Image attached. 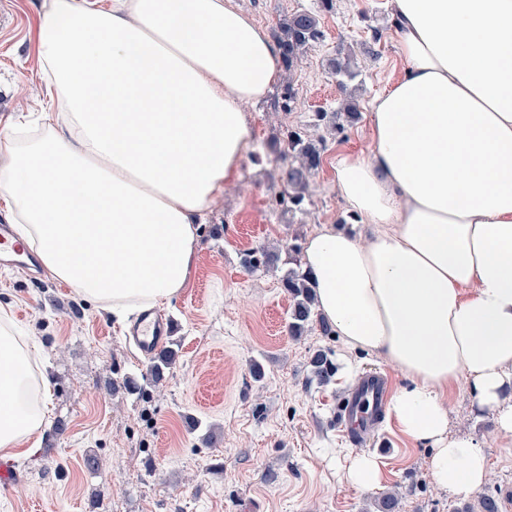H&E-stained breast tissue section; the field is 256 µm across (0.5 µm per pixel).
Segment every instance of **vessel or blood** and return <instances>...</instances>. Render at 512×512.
Masks as SVG:
<instances>
[{"label":"vessel or blood","mask_w":512,"mask_h":512,"mask_svg":"<svg viewBox=\"0 0 512 512\" xmlns=\"http://www.w3.org/2000/svg\"><path fill=\"white\" fill-rule=\"evenodd\" d=\"M26 249L17 239L14 228L0 224V261L10 263L25 255ZM173 324L159 311L145 310L129 331L145 360H155L166 348ZM388 383L380 377L364 380L336 409V420L344 435L356 446L365 441L369 428L380 417Z\"/></svg>","instance_id":"1"}]
</instances>
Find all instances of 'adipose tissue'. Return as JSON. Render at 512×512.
I'll list each match as a JSON object with an SVG mask.
<instances>
[{
    "instance_id": "ef3b65f1",
    "label": "adipose tissue",
    "mask_w": 512,
    "mask_h": 512,
    "mask_svg": "<svg viewBox=\"0 0 512 512\" xmlns=\"http://www.w3.org/2000/svg\"><path fill=\"white\" fill-rule=\"evenodd\" d=\"M402 77L336 189L375 227H324L304 255L318 312L349 349L409 377L388 403L433 449L454 498L487 483L479 440L449 433L468 386L512 438V0H390ZM37 46L63 125L11 150L0 205L48 274L122 315L184 288L198 219L240 177L243 111L281 70L229 0H44ZM39 352L0 322V450L37 443Z\"/></svg>"
}]
</instances>
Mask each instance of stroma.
Listing matches in <instances>:
<instances>
[{"label": "stroma", "mask_w": 512, "mask_h": 512, "mask_svg": "<svg viewBox=\"0 0 512 512\" xmlns=\"http://www.w3.org/2000/svg\"><path fill=\"white\" fill-rule=\"evenodd\" d=\"M232 2L271 34L285 14L319 11L323 37L290 76L291 110L282 108L278 83L246 109L254 144L241 178L204 212L185 287L157 305L174 324L178 353L164 380L152 383L128 325L102 304L48 274L0 270V311L37 343L36 374L50 387L42 438L13 454L17 478L0 493V512H365L389 492L401 494V512H455L462 504L433 482L430 446L393 419L360 447L338 428L336 404L355 385L347 364L387 378L394 391L409 379L379 357L347 351L320 324L290 336L288 264L254 273L242 265L259 245H302L326 225L371 237L372 225L336 190V164L368 149L371 105L403 71L387 0H334L329 11L320 0ZM42 3L7 0L0 20V166L9 159L6 134L40 118ZM349 44L361 50V74L350 84L359 118L326 132L305 209L288 211L278 201L287 130L336 109L342 93L329 61ZM319 351L337 367L325 385L310 378ZM450 407L451 433L483 444L491 467L484 492L512 512V440L497 434L466 387L453 390ZM362 453L382 471L381 485L366 491L339 481Z\"/></svg>", "instance_id": "35a3bbf8"}]
</instances>
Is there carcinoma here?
I'll use <instances>...</instances> for the list:
<instances>
[{"instance_id":"1","label":"carcinoma","mask_w":512,"mask_h":512,"mask_svg":"<svg viewBox=\"0 0 512 512\" xmlns=\"http://www.w3.org/2000/svg\"><path fill=\"white\" fill-rule=\"evenodd\" d=\"M321 37L320 19L315 12H296L280 20L277 24V42L286 69H294L301 61L305 48ZM352 59L351 49L342 47L336 51V57L330 62L332 74L338 78L344 92L347 91L348 82L359 76V72L352 65ZM287 139L291 163L283 170L282 181L286 189L282 192L281 202L288 205L290 211L300 210L308 194V179L320 165L325 143L323 138L299 129L289 130ZM286 252L288 260L295 264V267L288 269L283 278L284 287L294 299V306L289 315L288 333L291 336H300L314 316L312 293L308 274L300 270V246L290 244L286 247ZM279 259V253L260 247L247 253L243 264L247 270L254 272L271 267ZM176 355L174 349L163 352L152 366V378H162L163 371L172 365ZM311 366L312 377L320 382L330 378L334 370L328 357L321 352L314 356ZM456 512H499L498 500L492 495L485 494L477 504L465 503L456 509Z\"/></svg>"}]
</instances>
